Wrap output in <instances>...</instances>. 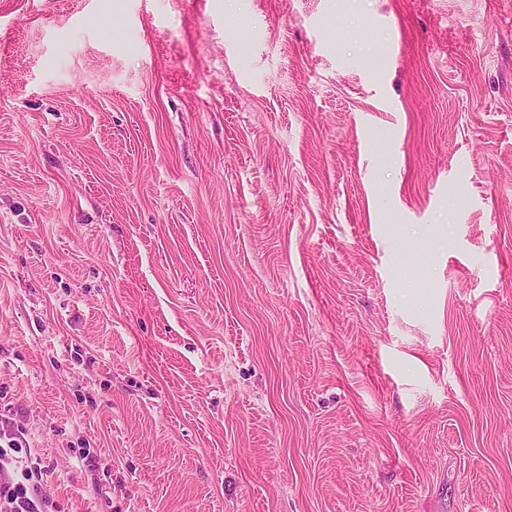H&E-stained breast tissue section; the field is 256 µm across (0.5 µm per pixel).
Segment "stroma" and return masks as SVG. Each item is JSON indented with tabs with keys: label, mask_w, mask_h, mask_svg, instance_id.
<instances>
[{
	"label": "stroma",
	"mask_w": 512,
	"mask_h": 512,
	"mask_svg": "<svg viewBox=\"0 0 512 512\" xmlns=\"http://www.w3.org/2000/svg\"><path fill=\"white\" fill-rule=\"evenodd\" d=\"M46 512H512V0H0V408Z\"/></svg>",
	"instance_id": "stroma-1"
}]
</instances>
